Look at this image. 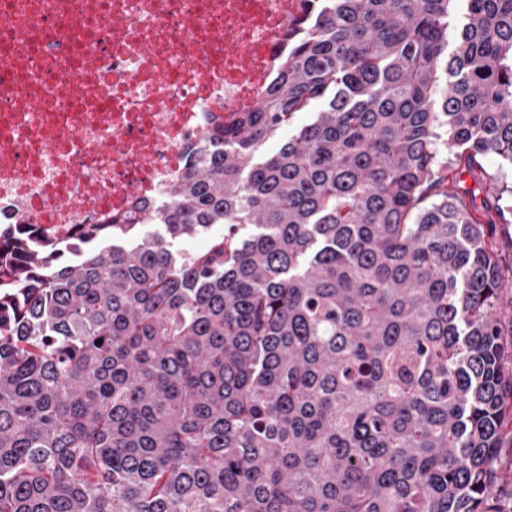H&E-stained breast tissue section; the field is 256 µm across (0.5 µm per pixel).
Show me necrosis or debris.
I'll return each mask as SVG.
<instances>
[{"instance_id": "necrosis-or-debris-1", "label": "necrosis or debris", "mask_w": 512, "mask_h": 512, "mask_svg": "<svg viewBox=\"0 0 512 512\" xmlns=\"http://www.w3.org/2000/svg\"><path fill=\"white\" fill-rule=\"evenodd\" d=\"M303 0H0V224L66 240L156 201L262 100Z\"/></svg>"}]
</instances>
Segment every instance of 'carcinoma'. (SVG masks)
Returning <instances> with one entry per match:
<instances>
[{"label":"carcinoma","mask_w":512,"mask_h":512,"mask_svg":"<svg viewBox=\"0 0 512 512\" xmlns=\"http://www.w3.org/2000/svg\"><path fill=\"white\" fill-rule=\"evenodd\" d=\"M304 2L160 202L0 224V512H493L512 0Z\"/></svg>","instance_id":"cac0c4a2"}]
</instances>
